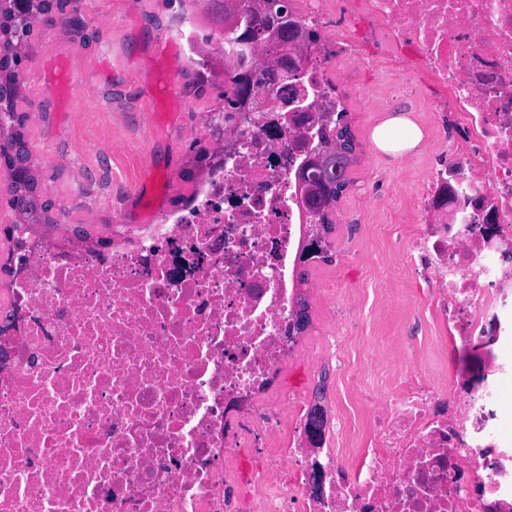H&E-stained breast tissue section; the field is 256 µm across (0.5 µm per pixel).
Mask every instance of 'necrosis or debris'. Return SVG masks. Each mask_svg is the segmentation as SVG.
<instances>
[{
    "instance_id": "obj_1",
    "label": "necrosis or debris",
    "mask_w": 512,
    "mask_h": 512,
    "mask_svg": "<svg viewBox=\"0 0 512 512\" xmlns=\"http://www.w3.org/2000/svg\"><path fill=\"white\" fill-rule=\"evenodd\" d=\"M361 8L456 114L465 148L420 196L409 262L455 349L491 350L482 379L410 367L361 465L323 437L308 454L321 398L275 382L335 57L270 40L186 209L105 249L25 228L0 324V512H512V0H338L337 25Z\"/></svg>"
}]
</instances>
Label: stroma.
<instances>
[{
	"label": "stroma",
	"instance_id": "obj_1",
	"mask_svg": "<svg viewBox=\"0 0 512 512\" xmlns=\"http://www.w3.org/2000/svg\"><path fill=\"white\" fill-rule=\"evenodd\" d=\"M74 8L81 36L58 19L31 32L17 109L28 116L36 197L51 205L52 223L37 232L71 242L80 227L96 247L119 226L156 223L193 196L209 168L198 153L214 148L206 129L220 123L224 64L185 41L179 55L159 53L160 37L180 28V0H76ZM331 36L352 47L331 80L356 151L332 213L331 259L307 265L310 325L280 378L296 393L323 389L342 421L336 446L355 464L374 443L373 406L397 389L401 367L476 378L488 353L438 349L428 288L407 268L420 195L456 147L431 106L445 94L411 49L374 41L364 17ZM400 112L423 140L393 157L372 132Z\"/></svg>",
	"mask_w": 512,
	"mask_h": 512
}]
</instances>
